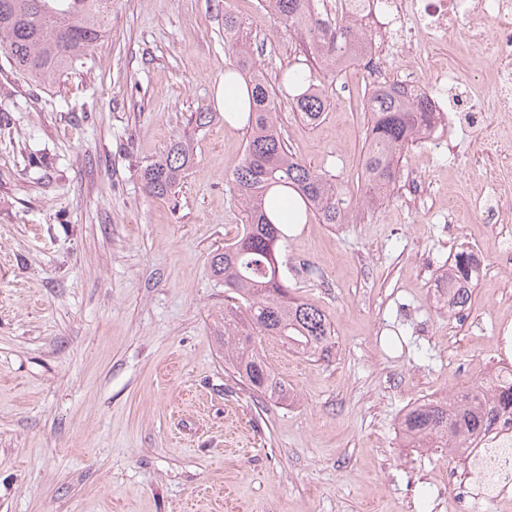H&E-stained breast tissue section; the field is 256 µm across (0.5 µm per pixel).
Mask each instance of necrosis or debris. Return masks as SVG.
I'll use <instances>...</instances> for the list:
<instances>
[{"mask_svg": "<svg viewBox=\"0 0 512 512\" xmlns=\"http://www.w3.org/2000/svg\"><path fill=\"white\" fill-rule=\"evenodd\" d=\"M364 9L379 19V30L356 59L339 66L357 71L367 88L401 101L424 99L437 123L421 140L432 146L448 142L463 127H481L491 112L512 113V0H366ZM464 40L492 60L487 88L449 75L448 40L459 23ZM430 54H423V47ZM400 77H393V69ZM489 455L487 497L495 498L512 483V411L482 432L475 445Z\"/></svg>", "mask_w": 512, "mask_h": 512, "instance_id": "1", "label": "necrosis or debris"}]
</instances>
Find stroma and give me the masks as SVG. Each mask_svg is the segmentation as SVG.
Here are the masks:
<instances>
[{
    "instance_id": "obj_1",
    "label": "stroma",
    "mask_w": 512,
    "mask_h": 512,
    "mask_svg": "<svg viewBox=\"0 0 512 512\" xmlns=\"http://www.w3.org/2000/svg\"><path fill=\"white\" fill-rule=\"evenodd\" d=\"M228 10L277 84L297 35L261 0H112L83 65L46 83L0 54V512H512V486L486 500L468 460L408 447L399 427L414 403L512 363V339L497 347L512 318L502 227L467 209L501 189L482 130L413 145L357 223L292 226L286 281L335 345L319 358L262 338L289 401L225 367L209 261L242 223L226 175L246 140L224 121ZM325 91L317 126L284 102L276 122L356 196L366 117L335 79ZM197 112L211 122L196 127ZM182 135L190 168L170 196L149 195L142 168ZM415 169L430 183L417 206L403 181ZM473 243L483 270L458 318L439 277Z\"/></svg>"
}]
</instances>
